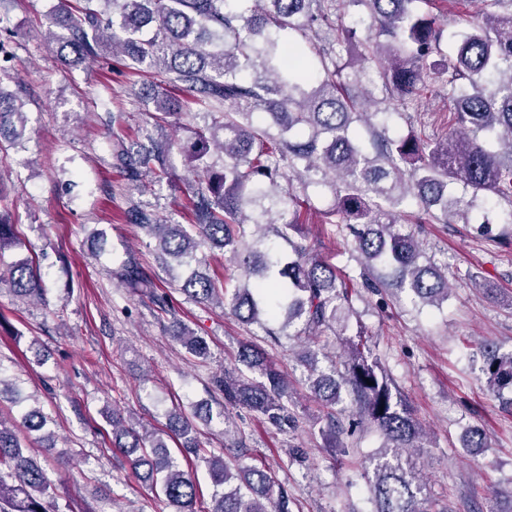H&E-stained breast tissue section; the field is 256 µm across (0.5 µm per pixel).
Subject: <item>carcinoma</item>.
Segmentation results:
<instances>
[{
    "instance_id": "obj_1",
    "label": "carcinoma",
    "mask_w": 512,
    "mask_h": 512,
    "mask_svg": "<svg viewBox=\"0 0 512 512\" xmlns=\"http://www.w3.org/2000/svg\"><path fill=\"white\" fill-rule=\"evenodd\" d=\"M483 7L443 53L437 18L419 11L417 0H346L359 8L367 36L359 64L340 65L332 50L314 42L318 31L336 36L339 0H59L50 24L68 35L59 60L74 67L107 51L132 70H154L162 88L152 118L164 122L183 114L186 92L204 108V124L182 147L188 167L204 182L188 192L189 226L165 224L153 211L133 204L127 220L152 235L162 264L186 268L201 262L198 244L232 253L247 283L234 288L220 277L190 272L179 290L195 302H217L241 321L257 324L274 341L299 327L309 338L336 331L353 313V297L377 293L387 280L373 272L391 269L392 285L409 290L422 304L448 300V276L434 265L421 266L414 235L399 229L404 207L417 208L414 222L469 223L479 204L497 199L511 209L512 223V0H481ZM381 80L382 97L349 88ZM437 82L454 102L448 135L392 137L391 115L416 111ZM24 102L0 86V142L21 143L26 127ZM366 127L361 140L352 126ZM276 133H271V129ZM223 153L222 165L208 159ZM172 144L147 137L130 144L117 140L113 167L132 185L146 175L170 174ZM462 192L448 191L449 182ZM333 193L322 223L344 224L361 256L359 280L341 278L336 266L316 253L299 227L297 212L310 200L309 188ZM288 244L291 255L268 242ZM18 244L15 225L0 215V257ZM113 275L126 287L170 310L168 296L136 258H113ZM7 282L17 295L43 299L40 267L32 259L8 266ZM174 338L204 359L209 346L179 322ZM350 341L344 371H321L312 381L315 398L328 408L322 435L342 453L336 405L347 402L360 420L382 438L372 460L371 512H426L422 483L408 449L419 447L423 428L402 399L364 332ZM486 389H512V353L480 347ZM241 367L214 377L211 390L224 408H242L281 428L293 423L286 377L258 346H240ZM373 381L369 385L366 380ZM24 419L30 431L45 428L37 406ZM112 444L143 481L158 489L173 512H197L196 461L206 464L215 491L209 512H292L284 489L273 490L264 468L207 455L193 425L169 414V429L180 441L183 459L146 427L136 429L112 413ZM0 512H60L58 493L41 464L29 454L10 421L0 417Z\"/></svg>"
}]
</instances>
